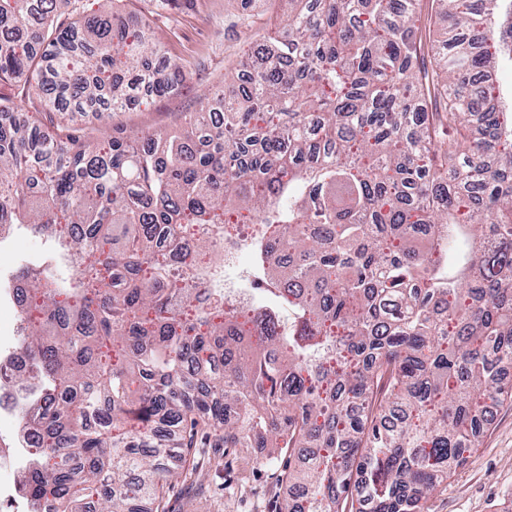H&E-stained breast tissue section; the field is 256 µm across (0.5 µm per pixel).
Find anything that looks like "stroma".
I'll return each instance as SVG.
<instances>
[{
    "label": "stroma",
    "mask_w": 512,
    "mask_h": 512,
    "mask_svg": "<svg viewBox=\"0 0 512 512\" xmlns=\"http://www.w3.org/2000/svg\"><path fill=\"white\" fill-rule=\"evenodd\" d=\"M126 24L145 29L177 60L186 79L163 96L144 95L138 102L105 117L97 112H56L41 92L25 80L0 84V96L20 102V112L0 120L68 124L92 137L120 130L180 131L186 113L200 96L223 88L238 76L257 43L272 34L291 9L289 0H117ZM43 238L19 232L0 248V273L11 274L26 260L44 254ZM196 457L207 476L194 483L181 476L166 487L169 512H280L292 496L282 475L285 461L263 467L255 455L238 448H200ZM425 512H512V405L495 408L480 444L447 482L427 497Z\"/></svg>",
    "instance_id": "obj_1"
}]
</instances>
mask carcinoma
I'll list each match as a JSON object with an SVG mask.
<instances>
[{
  "mask_svg": "<svg viewBox=\"0 0 512 512\" xmlns=\"http://www.w3.org/2000/svg\"><path fill=\"white\" fill-rule=\"evenodd\" d=\"M272 60L186 115L185 137L88 141L0 123V237L39 390L28 512H165L213 431L307 489L284 512H424L478 446L512 366V0H291ZM0 0V81L115 110L126 71L182 80L116 12ZM486 137L476 143L471 117ZM267 300L224 305V248ZM0 239V252H1ZM0 254L3 276L8 277L18 266L26 260L44 254L49 245L41 237H33L30 232H18L5 242Z\"/></svg>",
  "mask_w": 512,
  "mask_h": 512,
  "instance_id": "obj_1",
  "label": "carcinoma"
}]
</instances>
